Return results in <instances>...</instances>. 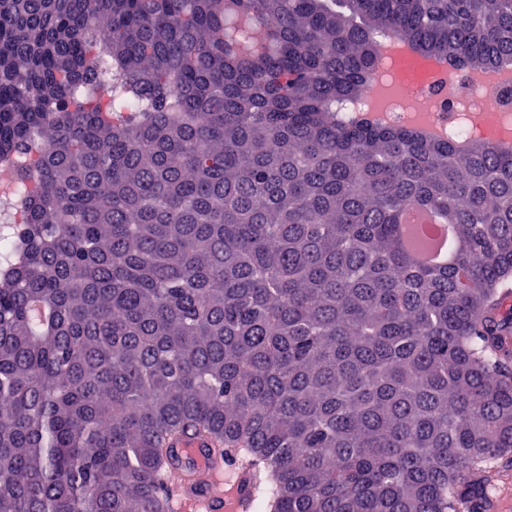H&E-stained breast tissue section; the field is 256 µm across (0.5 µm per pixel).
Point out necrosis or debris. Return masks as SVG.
<instances>
[{
    "instance_id": "necrosis-or-debris-1",
    "label": "necrosis or debris",
    "mask_w": 512,
    "mask_h": 512,
    "mask_svg": "<svg viewBox=\"0 0 512 512\" xmlns=\"http://www.w3.org/2000/svg\"><path fill=\"white\" fill-rule=\"evenodd\" d=\"M512 80L489 87L472 71L447 75L433 72L419 76L404 72L395 91L385 97V117L408 121L411 104L425 105L427 127L437 133L455 132L459 137L481 136L505 131L512 134V122L504 123V113L512 112Z\"/></svg>"
}]
</instances>
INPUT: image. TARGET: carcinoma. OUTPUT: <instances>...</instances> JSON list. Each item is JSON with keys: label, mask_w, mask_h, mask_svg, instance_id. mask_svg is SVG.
Returning <instances> with one entry per match:
<instances>
[{"label": "carcinoma", "mask_w": 512, "mask_h": 512, "mask_svg": "<svg viewBox=\"0 0 512 512\" xmlns=\"http://www.w3.org/2000/svg\"><path fill=\"white\" fill-rule=\"evenodd\" d=\"M379 30L512 64V0H0V512H170L189 441L260 512H494L512 148L337 112ZM396 232L412 259L421 266H444L455 257L453 226L446 224L434 212L423 213V220L419 224H397ZM421 237L427 238L431 246L424 251H411L410 240Z\"/></svg>", "instance_id": "obj_1"}]
</instances>
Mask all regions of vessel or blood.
Listing matches in <instances>:
<instances>
[{"label":"vessel or blood","mask_w":512,"mask_h":512,"mask_svg":"<svg viewBox=\"0 0 512 512\" xmlns=\"http://www.w3.org/2000/svg\"><path fill=\"white\" fill-rule=\"evenodd\" d=\"M197 464L207 491L201 494L189 486H179L172 498L173 512H244L245 494L242 487L228 489L224 486V473L230 470V462L216 466L202 456Z\"/></svg>","instance_id":"1"}]
</instances>
